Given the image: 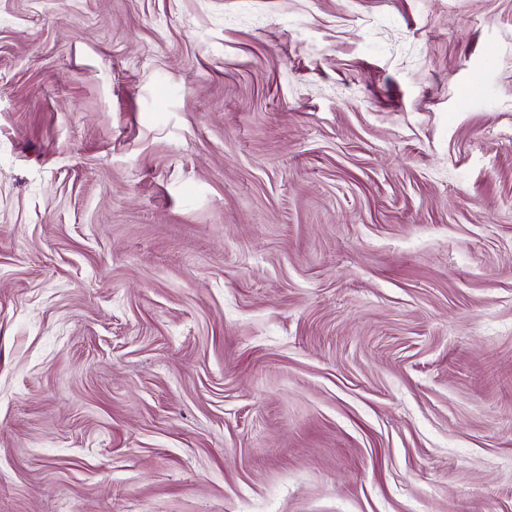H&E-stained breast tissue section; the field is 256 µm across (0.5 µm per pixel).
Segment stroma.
Instances as JSON below:
<instances>
[{
	"mask_svg": "<svg viewBox=\"0 0 512 512\" xmlns=\"http://www.w3.org/2000/svg\"><path fill=\"white\" fill-rule=\"evenodd\" d=\"M0 512H512V0H0Z\"/></svg>",
	"mask_w": 512,
	"mask_h": 512,
	"instance_id": "stroma-1",
	"label": "stroma"
}]
</instances>
